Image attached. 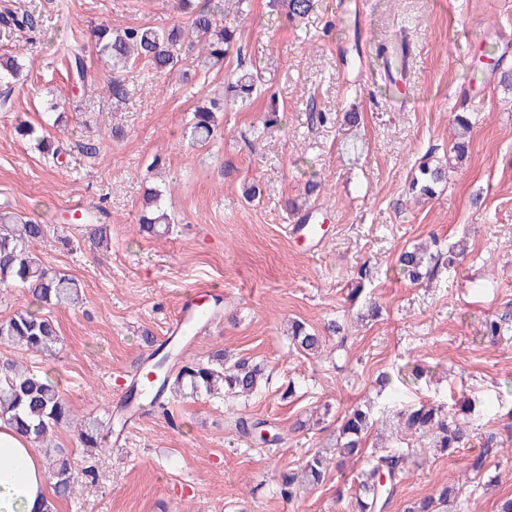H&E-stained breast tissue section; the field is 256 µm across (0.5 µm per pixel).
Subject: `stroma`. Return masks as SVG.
<instances>
[{
  "label": "stroma",
  "instance_id": "35a3bbf8",
  "mask_svg": "<svg viewBox=\"0 0 512 512\" xmlns=\"http://www.w3.org/2000/svg\"><path fill=\"white\" fill-rule=\"evenodd\" d=\"M39 13L36 33L0 32V55L20 53L24 82L10 110H0V212L43 224L34 250L46 265L78 279L84 302L55 309L63 349L54 355L0 346V355L48 375L80 418L121 414L127 388L162 342L180 297L205 284L222 301L201 328L189 359L224 349L263 363L269 379L247 401L176 400L128 424L105 452L90 455L73 428L53 436L78 471L93 477L56 512H349L362 462L329 471L318 487L289 502L279 479L331 442L350 406H384L377 383L388 374L403 401L467 402L473 445L452 453L386 433L384 445L417 453L389 512H405L442 484L458 493L448 512H496L512 495V326L488 336L485 322L512 307V0H316L306 19L289 21L268 0H251L239 22L249 67L266 90L250 104L225 107L204 147L192 144L195 106L224 91L223 68L182 82L179 71L137 64L124 74L125 102L114 104L111 72L91 38L100 22L182 25L174 0H0V12ZM405 33L408 65L396 82L382 71L377 46ZM86 47L91 90L73 89L63 52ZM281 121L253 143L243 135L262 124L269 94ZM62 118L50 136L63 153L44 158L18 138L19 121L43 123L50 102ZM360 114L344 125L347 111ZM336 114L320 125L311 113ZM469 113L467 154L432 198L408 185L425 162H445L452 120ZM124 135L116 138L112 126ZM318 175V194L305 182ZM258 182L260 201L243 197ZM164 190L174 215L169 234L143 237L137 218L146 188ZM105 209L107 249L83 243L72 205ZM322 217L317 247L291 228L300 214ZM437 238L465 239L467 253L451 270L422 284L398 278L401 249ZM374 269L357 302L348 290L362 264ZM484 285L473 292L472 281ZM380 314L359 322L366 300ZM315 329L343 325L344 350L311 358L290 346L289 320ZM267 422L276 444L240 438L232 420ZM501 444L480 473L469 459L488 435Z\"/></svg>",
  "mask_w": 512,
  "mask_h": 512
}]
</instances>
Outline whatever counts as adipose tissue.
I'll list each match as a JSON object with an SVG mask.
<instances>
[{"mask_svg": "<svg viewBox=\"0 0 512 512\" xmlns=\"http://www.w3.org/2000/svg\"><path fill=\"white\" fill-rule=\"evenodd\" d=\"M48 482L29 439L0 423V512H46Z\"/></svg>", "mask_w": 512, "mask_h": 512, "instance_id": "1", "label": "adipose tissue"}]
</instances>
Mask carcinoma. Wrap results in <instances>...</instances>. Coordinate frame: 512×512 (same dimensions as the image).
<instances>
[{
  "label": "carcinoma",
  "mask_w": 512,
  "mask_h": 512,
  "mask_svg": "<svg viewBox=\"0 0 512 512\" xmlns=\"http://www.w3.org/2000/svg\"><path fill=\"white\" fill-rule=\"evenodd\" d=\"M177 8L189 15L191 39L184 38L181 27L127 26L113 28L101 24L92 30L97 55L112 71V98L121 102L127 98V89L121 74L141 62L162 73L171 70L181 55H189L200 69L222 66L231 54H241L237 28L239 19L246 12L249 0H233L224 7V0H207L199 7L192 0H176ZM272 6L285 12L291 20L304 18L314 7V0H273ZM0 25L19 30L35 29L39 19L24 12L7 11L0 14ZM68 75L73 84L84 87L93 81L85 61L84 46L74 44L66 49ZM23 65L19 56H0V106L12 105ZM262 88L258 73L237 64L236 71L224 82V101L241 105L251 101ZM219 103L212 101L198 107L193 113L190 133L199 144H206L217 129L216 112ZM15 134L28 137L34 148L42 154L50 153L59 158V148L50 136L41 134L33 125L15 127ZM447 179L441 166L422 165L419 174L409 184L411 193L431 196L437 184ZM149 211L139 220L140 232L160 236L169 231L170 215L163 205L159 190L147 192ZM46 236V226L11 213H0V290L23 288L30 302L27 308L0 319V346L24 351L56 353L62 342L60 331L49 315L52 308L75 307L82 301V285L69 274L45 265L30 250V245ZM441 251L430 252L415 247L401 251L397 266L410 283L418 284L426 277V270L439 264ZM292 346L308 356H317L323 347V337L304 324L295 322L291 327ZM178 361L179 368L162 380L165 393L173 398L203 393L207 396L249 397L264 381L265 369L249 358L224 356L223 351L207 359L180 360V353L163 352L156 348L148 357L157 369L169 358ZM393 418L431 448H465L470 442L468 422L457 417L442 404L426 403L405 406L394 398ZM379 420L371 403L356 404L336 427L334 451L343 457L362 456L365 441ZM0 421L25 435L37 449L52 447L53 435L64 426H75L80 443L85 448L102 447V439L112 430V413L79 420L75 417L63 393L48 377L38 375L11 358H0ZM265 422L239 416L235 420L238 433L250 441L264 440ZM56 456L48 468V478L54 491L65 496L81 485L83 474L73 469L63 449L55 450ZM410 455L408 448L384 449L365 459L358 489L352 496V512H382L386 509L397 484L404 474V464ZM333 464V454L328 449L318 450L305 458L295 472L281 475V495L291 501L303 486H315ZM448 487L436 495L428 496L408 508V512H447Z\"/></svg>",
  "instance_id": "obj_1"
}]
</instances>
